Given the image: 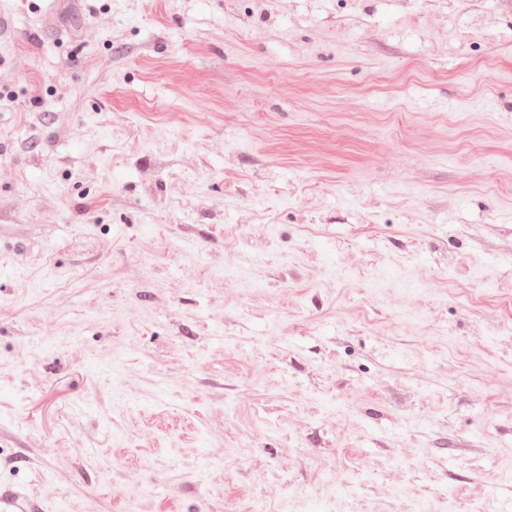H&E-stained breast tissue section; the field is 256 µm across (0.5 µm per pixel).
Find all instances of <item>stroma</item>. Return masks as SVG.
<instances>
[{
    "instance_id": "35a3bbf8",
    "label": "stroma",
    "mask_w": 512,
    "mask_h": 512,
    "mask_svg": "<svg viewBox=\"0 0 512 512\" xmlns=\"http://www.w3.org/2000/svg\"><path fill=\"white\" fill-rule=\"evenodd\" d=\"M0 14V487L512 512V0Z\"/></svg>"
}]
</instances>
